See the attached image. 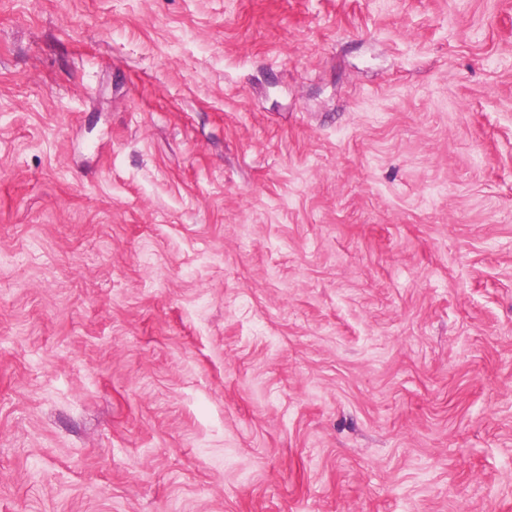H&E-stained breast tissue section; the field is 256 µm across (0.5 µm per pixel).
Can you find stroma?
Segmentation results:
<instances>
[{"label": "stroma", "instance_id": "stroma-1", "mask_svg": "<svg viewBox=\"0 0 512 512\" xmlns=\"http://www.w3.org/2000/svg\"><path fill=\"white\" fill-rule=\"evenodd\" d=\"M0 512H512V0H0Z\"/></svg>", "mask_w": 512, "mask_h": 512}]
</instances>
